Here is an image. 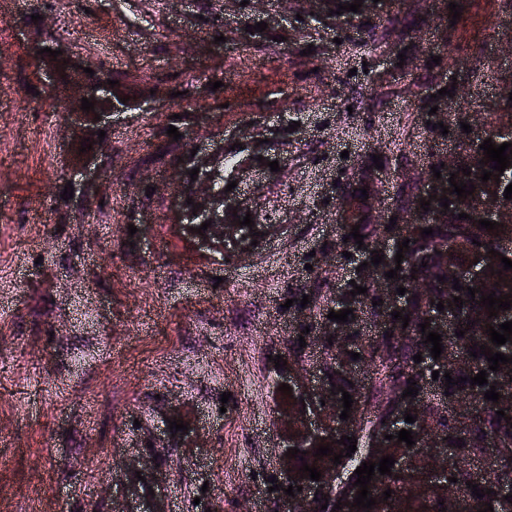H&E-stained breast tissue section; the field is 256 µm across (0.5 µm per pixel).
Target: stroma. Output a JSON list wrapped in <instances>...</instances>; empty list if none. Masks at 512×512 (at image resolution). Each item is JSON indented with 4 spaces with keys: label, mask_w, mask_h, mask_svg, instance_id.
Here are the masks:
<instances>
[{
    "label": "stroma",
    "mask_w": 512,
    "mask_h": 512,
    "mask_svg": "<svg viewBox=\"0 0 512 512\" xmlns=\"http://www.w3.org/2000/svg\"><path fill=\"white\" fill-rule=\"evenodd\" d=\"M32 39L146 89L92 147L94 184L65 115L18 109L67 101L27 54ZM511 85L512 0H364L335 15L309 0H0V512H145L157 495L170 512H280L268 480H285L282 383L334 373L312 355L336 329L367 333L329 313L367 286L364 261L392 259L396 193L497 128ZM218 141L238 166L224 174L238 217L277 213L278 230L245 251L216 252L172 222L182 156ZM368 169L373 230L360 246L338 221ZM77 299L92 314L78 329ZM94 342L108 356L73 376L74 351ZM133 460L145 481L128 496L119 475Z\"/></svg>",
    "instance_id": "obj_1"
}]
</instances>
